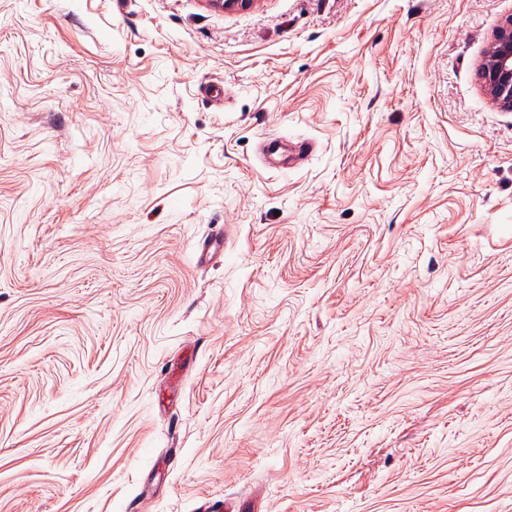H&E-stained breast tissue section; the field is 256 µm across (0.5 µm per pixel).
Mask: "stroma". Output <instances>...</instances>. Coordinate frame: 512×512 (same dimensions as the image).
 <instances>
[{"label":"stroma","mask_w":512,"mask_h":512,"mask_svg":"<svg viewBox=\"0 0 512 512\" xmlns=\"http://www.w3.org/2000/svg\"><path fill=\"white\" fill-rule=\"evenodd\" d=\"M509 15L0 0V512H512ZM481 86L500 109L512 111V15L496 31L494 41L478 65Z\"/></svg>","instance_id":"1"}]
</instances>
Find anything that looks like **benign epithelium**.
<instances>
[{
  "instance_id": "obj_1",
  "label": "benign epithelium",
  "mask_w": 512,
  "mask_h": 512,
  "mask_svg": "<svg viewBox=\"0 0 512 512\" xmlns=\"http://www.w3.org/2000/svg\"><path fill=\"white\" fill-rule=\"evenodd\" d=\"M481 86L500 109L512 111V15L496 31L494 41L478 65Z\"/></svg>"
}]
</instances>
